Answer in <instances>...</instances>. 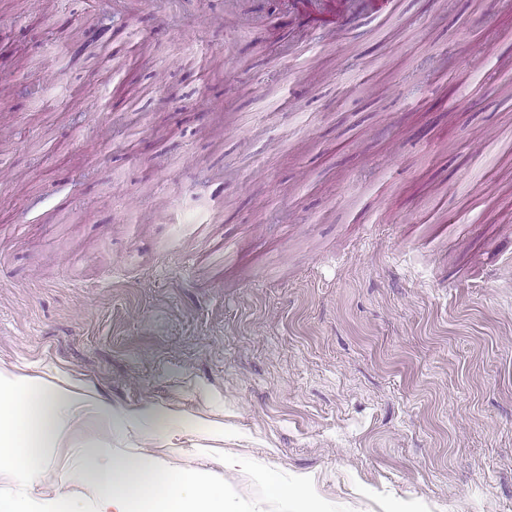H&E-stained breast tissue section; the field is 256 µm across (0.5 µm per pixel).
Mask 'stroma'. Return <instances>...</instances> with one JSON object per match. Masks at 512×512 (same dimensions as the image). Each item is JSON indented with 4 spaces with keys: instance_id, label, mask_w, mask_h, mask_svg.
Here are the masks:
<instances>
[{
    "instance_id": "obj_1",
    "label": "stroma",
    "mask_w": 512,
    "mask_h": 512,
    "mask_svg": "<svg viewBox=\"0 0 512 512\" xmlns=\"http://www.w3.org/2000/svg\"><path fill=\"white\" fill-rule=\"evenodd\" d=\"M42 3L0 0V380L159 418L82 411L0 470V512H103L69 479L88 448L237 512H300L275 479L313 512H512V151L474 169L512 141L483 55L512 14L403 0L298 59L267 0H194L163 38L136 0L101 38L86 0ZM436 58L481 96L440 95ZM399 0H386L383 9L380 12L362 15L356 23L349 26L341 21L336 24L337 27L350 30V35L355 39H363L371 32H375L378 25L387 22L396 16L399 12ZM360 21V22H359Z\"/></svg>"
}]
</instances>
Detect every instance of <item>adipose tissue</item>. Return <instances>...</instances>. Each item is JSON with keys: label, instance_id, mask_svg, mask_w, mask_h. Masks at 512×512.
I'll return each mask as SVG.
<instances>
[{"label": "adipose tissue", "instance_id": "obj_1", "mask_svg": "<svg viewBox=\"0 0 512 512\" xmlns=\"http://www.w3.org/2000/svg\"><path fill=\"white\" fill-rule=\"evenodd\" d=\"M75 401L61 389L17 388L0 385V432L18 433L12 451L0 450V470L27 472L38 465L33 451L53 447L64 434ZM71 480H94L112 492L114 512H152L155 504L171 505L174 512H234L224 493L209 490L207 485L190 475L165 471L150 460L128 462L113 460L106 467L95 465L72 471Z\"/></svg>", "mask_w": 512, "mask_h": 512}]
</instances>
